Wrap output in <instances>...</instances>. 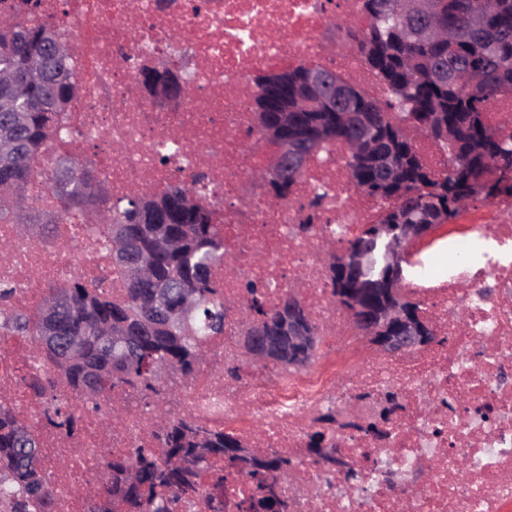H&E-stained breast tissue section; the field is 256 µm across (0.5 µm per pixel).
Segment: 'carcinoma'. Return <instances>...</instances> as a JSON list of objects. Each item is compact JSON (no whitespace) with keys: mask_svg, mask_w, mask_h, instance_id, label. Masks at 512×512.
I'll list each match as a JSON object with an SVG mask.
<instances>
[{"mask_svg":"<svg viewBox=\"0 0 512 512\" xmlns=\"http://www.w3.org/2000/svg\"><path fill=\"white\" fill-rule=\"evenodd\" d=\"M41 0H12L5 5L7 23L0 25V67L24 77L30 57L44 59L45 82L27 90L24 124L16 126L12 113L0 112V128L15 130V153L0 157V221L19 216L13 202L22 196L28 218L38 223L41 213L28 194L32 162L59 134L61 116L79 92V81L69 51L57 52L43 38L51 28L63 38L60 22L40 15ZM426 21H434L446 35L418 37L419 18L408 19L400 0H361L367 28H349L347 43L357 46L365 64L383 86L385 96L375 99L352 89L353 111L363 129L347 125L345 111L327 101L315 112L294 116L302 141L320 150L340 142L349 148L352 181L368 196L384 203L375 219L347 242L355 248L380 224L393 234L403 224H442L464 206L500 195H512V135L497 133L487 123L485 103L512 93V0H426ZM308 67L285 72L260 71L248 85L265 87V100L250 98L259 128L273 123L276 103L299 85ZM434 141L446 157L445 173L429 170L419 157L414 140ZM96 169L85 159L70 156L51 164L49 188L64 217L84 210L99 224L121 225L125 238L151 260V277L144 282L125 279L124 296L74 276L49 292L72 296L73 307L60 317L64 337L81 339V350L42 349L51 368L36 367L23 378L24 386L44 409L46 423L71 434L76 430V408L52 395L55 374L94 412L106 394L133 388L152 400L155 421L162 424L160 447L138 448L134 456L117 455L107 462L109 475L101 480L104 498L97 512H178L183 496L199 490L202 475L210 474L216 488L224 486L223 469L252 482V512L278 508L288 512V501L275 492L279 475L290 471L291 460L278 453L236 454L246 445L237 437L207 428L188 416L169 417L159 399L158 383L172 371L184 378L196 373L204 356V341L224 333V299L212 285V273L228 256L213 211L178 182L162 194L145 190L120 204L104 196L84 199L85 180ZM414 263L405 251L398 271L384 268L376 256L362 288L394 289L404 284ZM170 290L169 308L144 315L140 302L155 284ZM13 289L0 288V334L31 338L42 343L37 317L10 306ZM120 331L129 337L116 344L112 337L87 332L89 323ZM240 335L254 337L264 346L253 362L290 364L288 330L317 334L302 300L285 295L269 309L254 297L242 312ZM0 501L11 512H52L48 477L41 467L38 438L0 398Z\"/></svg>","mask_w":512,"mask_h":512,"instance_id":"1","label":"carcinoma"}]
</instances>
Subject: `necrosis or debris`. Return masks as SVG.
Returning <instances> with one entry per match:
<instances>
[{"label":"necrosis or debris","instance_id":"obj_1","mask_svg":"<svg viewBox=\"0 0 512 512\" xmlns=\"http://www.w3.org/2000/svg\"><path fill=\"white\" fill-rule=\"evenodd\" d=\"M43 4L46 13H63L64 27L79 39L74 64L82 93L63 115L66 138L34 162L37 206L53 210L50 162L69 155L90 157L116 203L200 173V201L220 204L216 221L234 256L214 271L224 333L207 343L192 380L162 382L170 414L191 415L251 447L291 457L297 479L282 486L290 512H512V196L463 209L460 224L437 240L438 248L458 252L475 241L495 242L498 253L484 263L446 278L428 253L418 256L407 291L442 340L394 358L361 336L333 295L332 253L380 208L351 183L347 149L335 143L311 158L279 203L261 187L277 147L259 139L242 93L247 76L326 67L381 97L357 50L340 42L330 51L324 40L329 30L365 27L360 0ZM178 46L193 52V92L157 103L141 92L137 69L171 57ZM163 155L168 164H160ZM316 197L321 206L314 213ZM107 232L106 225L68 215L51 243L0 221V242L11 246L0 258V286L12 287V306L36 311L47 288L74 275L121 295L123 278L100 245ZM250 281L269 307L300 286L323 345L314 366L256 367L226 377V367L243 363L237 336ZM40 363L30 341L0 337V393L40 439L54 512H94L102 465L155 445L158 426L145 416L142 394L129 390L109 397L119 416L84 411L75 434L59 433L43 423L41 405L21 382ZM391 401V435L381 438L369 427ZM327 413L336 417L330 445L358 463L361 480L307 454L308 434Z\"/></svg>","mask_w":512,"mask_h":512}]
</instances>
